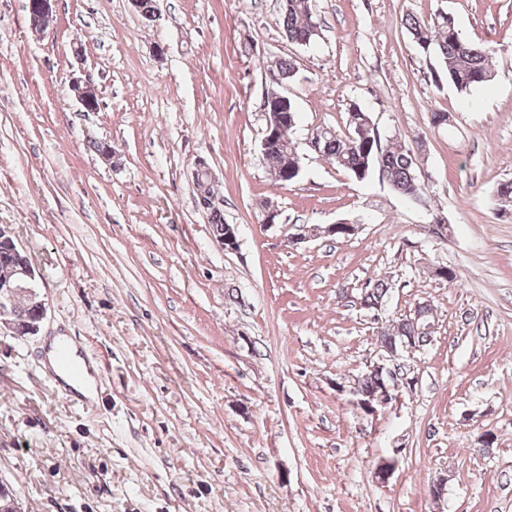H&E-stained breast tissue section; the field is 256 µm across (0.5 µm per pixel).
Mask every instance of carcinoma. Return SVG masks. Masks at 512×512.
Listing matches in <instances>:
<instances>
[{"mask_svg": "<svg viewBox=\"0 0 512 512\" xmlns=\"http://www.w3.org/2000/svg\"><path fill=\"white\" fill-rule=\"evenodd\" d=\"M280 20L285 37L291 43L309 45L319 37L320 26L315 14V0H280ZM405 28L412 42L425 55L434 58L441 73L462 94H469L486 85L494 78L492 50L487 46L464 38L454 17L444 19L442 13L429 16L409 15ZM371 114L353 102L347 112L348 135L340 137L328 127L316 130L319 153L331 164L345 170L358 181H364L376 174L401 198L431 211L427 188L416 175L417 156L415 151L399 142L382 145L376 141L368 144L355 143L350 139L355 127ZM297 112L293 103H288V112L281 124L276 126L274 141L262 155L271 176L282 172L285 165L301 158L292 144L288 133L295 126ZM214 237L222 239L229 234L233 225L224 223L220 209H210ZM389 288L383 279L368 283L359 295L360 304L374 311L384 305ZM19 318L23 321L36 317L28 296L15 294ZM430 305L418 307L413 313L392 321L380 336V342L398 346L401 343L420 348L429 337L428 317ZM388 382L384 371H368L355 380L358 397L364 401H375L381 388Z\"/></svg>", "mask_w": 512, "mask_h": 512, "instance_id": "obj_1", "label": "carcinoma"}]
</instances>
